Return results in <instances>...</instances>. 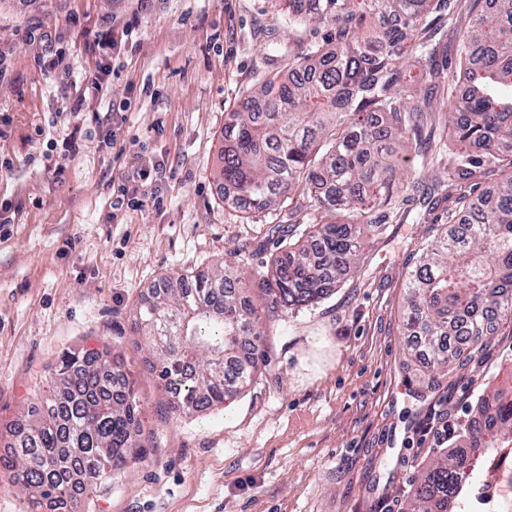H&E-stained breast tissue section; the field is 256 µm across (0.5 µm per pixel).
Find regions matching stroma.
<instances>
[{
	"label": "stroma",
	"instance_id": "35a3bbf8",
	"mask_svg": "<svg viewBox=\"0 0 512 512\" xmlns=\"http://www.w3.org/2000/svg\"><path fill=\"white\" fill-rule=\"evenodd\" d=\"M469 0L435 15L433 62L456 60ZM279 0H0V454L31 402L53 391L61 353L109 342L133 371L146 456L82 499L81 512H405L412 477L512 363L494 325L482 367L428 386L402 326L408 273L447 206L432 184L453 148L427 113L432 164L396 145L412 190L397 196L357 272L330 298L264 324V358L221 410L167 420L149 353L129 331L165 276L230 263L267 271L275 224H304L298 189L251 217L218 178L227 112L283 69L270 43L304 37ZM77 133L80 149L65 156ZM158 202L118 205L143 180Z\"/></svg>",
	"mask_w": 512,
	"mask_h": 512
}]
</instances>
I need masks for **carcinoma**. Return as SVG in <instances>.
<instances>
[{"instance_id": "1", "label": "carcinoma", "mask_w": 512, "mask_h": 512, "mask_svg": "<svg viewBox=\"0 0 512 512\" xmlns=\"http://www.w3.org/2000/svg\"><path fill=\"white\" fill-rule=\"evenodd\" d=\"M288 27L326 26L321 38L280 45L275 73L226 113L218 178L245 213L275 206L297 187L316 190L306 224L287 225L285 253L255 278L263 315L238 288L230 264L161 279L134 310L130 331L148 344L147 368L171 419L221 407L250 384L262 360L261 319L327 296L353 270L387 217L402 180L394 143L422 144L423 106L448 109L446 134L464 146L438 180L455 204L444 230L409 272L404 328L426 353L431 386L482 363L496 321L512 323V0H473L458 65L406 89L401 58L429 60L431 14L451 0H284ZM488 168L508 177L494 190L472 182ZM348 213V220L329 217ZM109 346L70 351L57 366L59 394L31 407L35 420L10 433L0 473L27 493L25 512H70L82 490L146 453L132 374ZM490 448H512V376L484 391L468 428L414 477L408 512H458L460 478L481 472Z\"/></svg>"}]
</instances>
